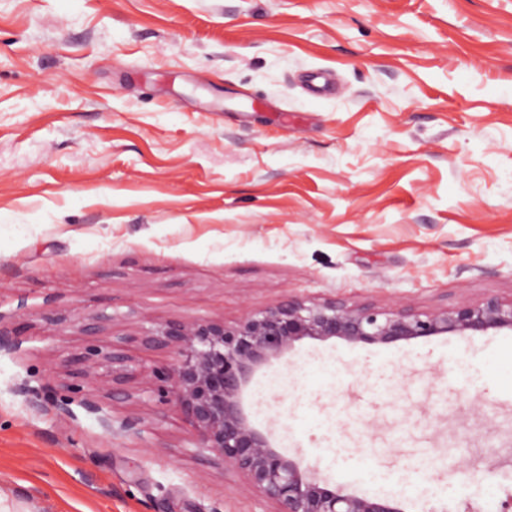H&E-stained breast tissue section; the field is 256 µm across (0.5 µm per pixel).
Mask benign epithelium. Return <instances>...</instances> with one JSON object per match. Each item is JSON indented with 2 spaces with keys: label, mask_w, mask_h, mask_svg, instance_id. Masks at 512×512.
Returning a JSON list of instances; mask_svg holds the SVG:
<instances>
[{
  "label": "benign epithelium",
  "mask_w": 512,
  "mask_h": 512,
  "mask_svg": "<svg viewBox=\"0 0 512 512\" xmlns=\"http://www.w3.org/2000/svg\"><path fill=\"white\" fill-rule=\"evenodd\" d=\"M43 320L94 338L121 316L105 310L76 317L49 312ZM25 330L23 322L0 325V352L19 351ZM501 330L512 331V300L497 296L477 304L460 301L423 314L336 299L288 297L233 324L221 319L168 320L143 327L136 335L123 334L109 345L90 344L65 357L67 380L60 387L69 396L56 401L54 407L69 414L76 402L97 416L106 430L141 436L138 419L112 414L114 403L132 397L128 381L147 373L129 353V345L138 343L171 357L164 372L167 387L163 394L193 427L192 444L202 459L241 474L274 512H403L399 501L370 498L341 484L332 485L275 448L272 434L255 427L243 406L252 377L304 339L392 345Z\"/></svg>",
  "instance_id": "1"
}]
</instances>
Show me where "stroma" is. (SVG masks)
I'll use <instances>...</instances> for the list:
<instances>
[{
	"label": "stroma",
	"instance_id": "obj_1",
	"mask_svg": "<svg viewBox=\"0 0 512 512\" xmlns=\"http://www.w3.org/2000/svg\"><path fill=\"white\" fill-rule=\"evenodd\" d=\"M326 71L333 90L312 93ZM429 312L512 298V0H0V495L18 512H269L199 461L162 377L114 435L52 398L88 341L286 296ZM252 423L406 512L512 500V333L297 343ZM43 320L50 326H59L67 324V327L78 332L81 336L96 337L101 334L115 322L121 320V316L117 313H108L105 310L93 313L83 314L80 316H62L52 312L43 314ZM27 326L24 322H18L11 326H2L0 323V352L13 353L21 349Z\"/></svg>",
	"mask_w": 512,
	"mask_h": 512
}]
</instances>
